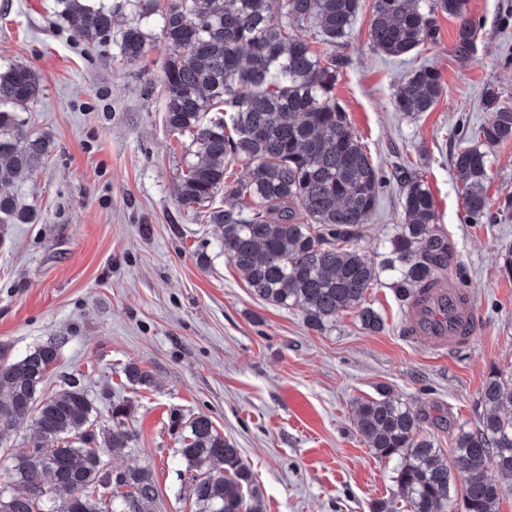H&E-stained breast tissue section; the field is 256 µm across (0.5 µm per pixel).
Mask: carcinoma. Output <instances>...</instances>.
<instances>
[{"instance_id": "1", "label": "carcinoma", "mask_w": 512, "mask_h": 512, "mask_svg": "<svg viewBox=\"0 0 512 512\" xmlns=\"http://www.w3.org/2000/svg\"><path fill=\"white\" fill-rule=\"evenodd\" d=\"M60 2L74 37L94 42L111 32L110 9ZM149 2L150 10L124 29L120 53L130 64L144 57L142 21L154 17L170 49L161 76L165 123L173 133L190 134L195 145L177 186L179 203L207 208L208 222L221 228L225 259L258 298L299 309L316 328L354 310L362 326L377 331L382 319L365 297L382 274L404 305L448 278L453 254L430 189L403 164L382 175L336 102L339 63L329 49L348 35L361 0H169L164 8ZM418 3L374 0L369 35L377 51L398 57L435 41L439 11L460 19L457 51L471 49L475 26L465 17L466 0H432L426 12ZM308 25L325 49L312 47ZM41 91L32 67L0 68L1 187L35 171L51 152V138H29L15 112ZM441 93L440 75L422 67L397 86L395 108L413 118L430 111ZM476 138L451 156L474 220L488 213L489 149L512 140V107L493 106ZM228 161L249 168L248 180L228 187ZM386 181L401 189L403 223L372 261L357 243ZM24 220L14 199L0 194V225ZM64 342L60 337L0 363L6 389L0 442L27 424L39 441L36 448L8 449V477L22 490L6 496L0 489V512H152L151 471L110 469L103 460L105 448L122 453L135 446L131 401L112 400V430L101 441L85 374L65 377L57 393L39 398ZM124 376L132 386L153 383L133 364ZM479 401V429L459 431L447 454L421 433L419 412L390 392L359 404L356 428L376 457L396 462L397 495L410 512H446L457 476L462 512H497L504 488L488 477V466L512 476V374L492 370ZM170 428L191 477L195 512H261L239 449L209 415L178 414Z\"/></svg>"}]
</instances>
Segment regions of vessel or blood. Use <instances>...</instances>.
Masks as SVG:
<instances>
[{
    "label": "vessel or blood",
    "mask_w": 512,
    "mask_h": 512,
    "mask_svg": "<svg viewBox=\"0 0 512 512\" xmlns=\"http://www.w3.org/2000/svg\"><path fill=\"white\" fill-rule=\"evenodd\" d=\"M409 311V336L432 343L439 350L465 348L481 329L467 291L451 279L414 299Z\"/></svg>",
    "instance_id": "b4317fda"
}]
</instances>
